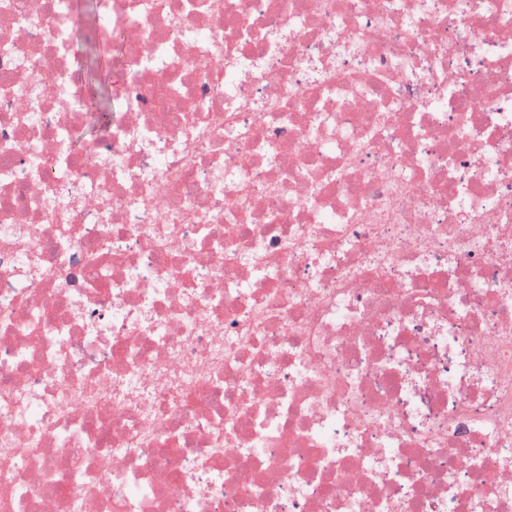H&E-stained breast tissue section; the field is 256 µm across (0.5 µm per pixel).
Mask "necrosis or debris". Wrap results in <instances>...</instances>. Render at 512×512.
I'll return each mask as SVG.
<instances>
[{
    "label": "necrosis or debris",
    "mask_w": 512,
    "mask_h": 512,
    "mask_svg": "<svg viewBox=\"0 0 512 512\" xmlns=\"http://www.w3.org/2000/svg\"><path fill=\"white\" fill-rule=\"evenodd\" d=\"M0 0V512H512V0ZM82 2L83 13L101 22L106 29L108 54L104 60L94 54L90 55L87 60V78L73 100L76 111L83 116L81 133L70 145L75 154L82 153L86 143L102 139L112 131V122L118 118L112 112V66L122 69L125 65V36L121 32H112V24L107 15L99 12L98 0Z\"/></svg>",
    "instance_id": "1"
}]
</instances>
